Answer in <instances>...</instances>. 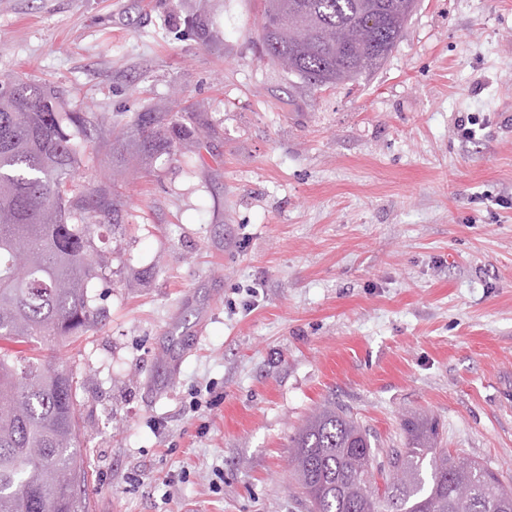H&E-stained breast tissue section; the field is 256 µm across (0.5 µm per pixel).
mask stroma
<instances>
[{
    "label": "stroma",
    "instance_id": "1",
    "mask_svg": "<svg viewBox=\"0 0 512 512\" xmlns=\"http://www.w3.org/2000/svg\"><path fill=\"white\" fill-rule=\"evenodd\" d=\"M261 23V0H0V81L98 116L79 178L122 186L104 316L53 350L89 512H307L288 444L326 401L383 448L433 416L512 487V0H419L332 86L268 63ZM183 100L177 151L114 171L115 119ZM200 320L173 366L170 328Z\"/></svg>",
    "mask_w": 512,
    "mask_h": 512
}]
</instances>
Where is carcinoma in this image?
<instances>
[{"instance_id":"obj_1","label":"carcinoma","mask_w":512,"mask_h":512,"mask_svg":"<svg viewBox=\"0 0 512 512\" xmlns=\"http://www.w3.org/2000/svg\"><path fill=\"white\" fill-rule=\"evenodd\" d=\"M417 0H263L261 41L275 65L315 85L379 69ZM42 83L0 84V341L58 342L92 327L88 283L103 275L94 228L118 221L115 193L76 179L95 145L90 117L58 110ZM135 152L171 154L188 128L136 112ZM78 384L50 358L0 350V512H88ZM405 441L381 455L346 409L328 403L291 439L293 475L312 512H512V490L473 458L438 447L433 419L403 420Z\"/></svg>"}]
</instances>
